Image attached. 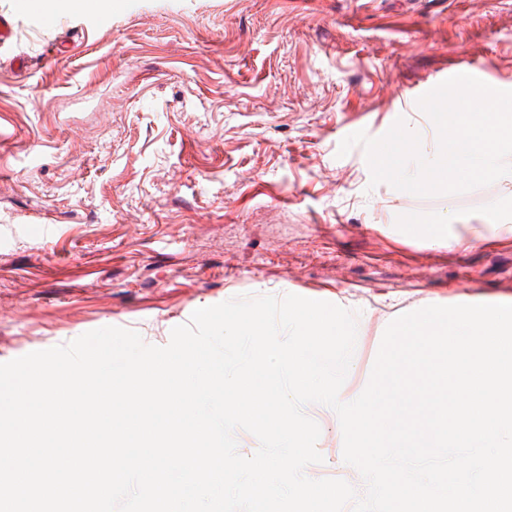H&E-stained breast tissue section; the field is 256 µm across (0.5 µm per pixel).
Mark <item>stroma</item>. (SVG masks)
Here are the masks:
<instances>
[{"mask_svg":"<svg viewBox=\"0 0 512 512\" xmlns=\"http://www.w3.org/2000/svg\"><path fill=\"white\" fill-rule=\"evenodd\" d=\"M0 363L108 326L163 347L192 313L295 294L357 314L342 401L383 333L429 305L512 301V233L482 215L438 248L398 216L475 208L499 184L371 185L363 130L435 137L417 100L479 72L512 90V0H133L38 25L0 0ZM312 479L365 484L310 404Z\"/></svg>","mask_w":512,"mask_h":512,"instance_id":"stroma-1","label":"stroma"}]
</instances>
